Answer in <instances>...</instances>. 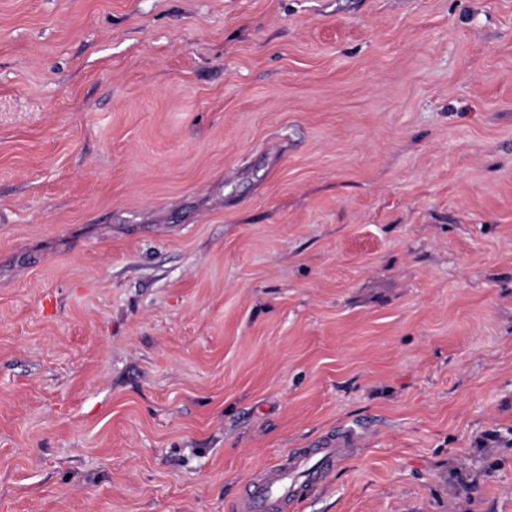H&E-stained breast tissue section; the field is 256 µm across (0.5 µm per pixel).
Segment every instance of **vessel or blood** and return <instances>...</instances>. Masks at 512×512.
<instances>
[{"label":"vessel or blood","instance_id":"vessel-or-blood-1","mask_svg":"<svg viewBox=\"0 0 512 512\" xmlns=\"http://www.w3.org/2000/svg\"><path fill=\"white\" fill-rule=\"evenodd\" d=\"M362 440V435L341 431L316 441L306 452L291 455L287 465L263 470L239 498L237 512H287L304 487L337 466L345 451L360 446Z\"/></svg>","mask_w":512,"mask_h":512}]
</instances>
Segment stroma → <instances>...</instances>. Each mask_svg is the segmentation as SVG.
<instances>
[{
	"label": "stroma",
	"instance_id": "stroma-1",
	"mask_svg": "<svg viewBox=\"0 0 512 512\" xmlns=\"http://www.w3.org/2000/svg\"><path fill=\"white\" fill-rule=\"evenodd\" d=\"M512 512V0H0V512ZM364 435L336 432L314 443L313 448L291 455L288 466H272L249 482L236 505L238 512H284L297 501L311 481L337 466L348 448H357ZM316 460L313 463V460Z\"/></svg>",
	"mask_w": 512,
	"mask_h": 512
}]
</instances>
